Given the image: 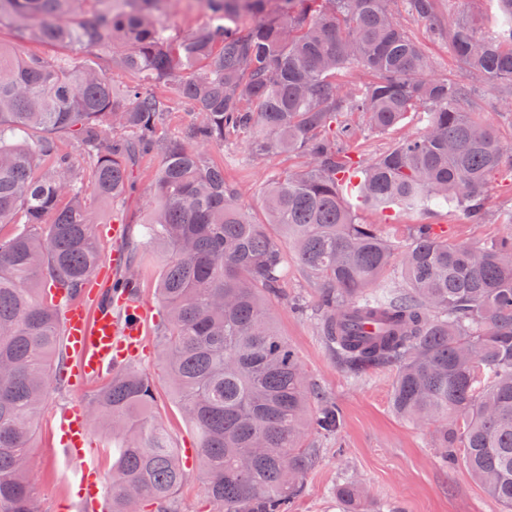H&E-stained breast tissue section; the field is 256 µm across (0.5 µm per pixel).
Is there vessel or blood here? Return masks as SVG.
<instances>
[{"label": "vessel or blood", "instance_id": "1", "mask_svg": "<svg viewBox=\"0 0 512 512\" xmlns=\"http://www.w3.org/2000/svg\"><path fill=\"white\" fill-rule=\"evenodd\" d=\"M125 225L112 226V266L102 269L100 278L118 284L112 293L102 294L95 283H88L79 296L57 294L63 308L62 336L68 361L62 371L71 385L82 386L96 381L112 369L122 368L138 354L146 334L147 309L141 302L137 285L126 282L127 255L121 248ZM62 452L82 460L80 505L83 512H106L104 487L95 469L85 460L91 451L87 419L80 409L65 410L56 422Z\"/></svg>", "mask_w": 512, "mask_h": 512}]
</instances>
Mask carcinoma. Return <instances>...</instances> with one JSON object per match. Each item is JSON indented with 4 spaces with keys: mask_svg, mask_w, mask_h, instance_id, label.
I'll return each instance as SVG.
<instances>
[{
    "mask_svg": "<svg viewBox=\"0 0 512 512\" xmlns=\"http://www.w3.org/2000/svg\"><path fill=\"white\" fill-rule=\"evenodd\" d=\"M170 0H0V26L20 42L64 46L46 58L0 46V512H35L28 454L52 374L62 360L51 289L75 295L99 251L88 196L130 193V164L156 153L141 234L162 256L158 297L163 370L195 430L216 512H291L316 465L310 437L343 416L279 333L268 298L284 277L282 241L319 281L323 338L348 371L396 370L394 412L431 430L441 457L461 460L512 512V211L502 237L450 242L418 225L409 241L356 223L359 203L387 212L434 202L485 219L484 194L512 143L483 121L466 85L427 74L393 0H200L207 27L181 37ZM435 25L471 79L512 95V0H487L484 31L437 19L436 0H402ZM243 15L264 20L244 31ZM138 77L116 87L102 62ZM365 72L367 82H340ZM197 117L181 136L160 126L169 104ZM424 123L367 166L361 129L385 132L411 114ZM249 135L251 155L304 158L266 189L256 223L202 147ZM73 140L79 155L62 150ZM391 267L398 276L381 279ZM377 317L367 339L346 330ZM151 380L127 369L103 380L91 406L112 458L110 512H180L186 479L170 435L152 419ZM345 481L341 512H361Z\"/></svg>",
    "mask_w": 512,
    "mask_h": 512,
    "instance_id": "carcinoma-1",
    "label": "carcinoma"
}]
</instances>
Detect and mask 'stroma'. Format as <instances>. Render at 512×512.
Masks as SVG:
<instances>
[{
  "mask_svg": "<svg viewBox=\"0 0 512 512\" xmlns=\"http://www.w3.org/2000/svg\"><path fill=\"white\" fill-rule=\"evenodd\" d=\"M394 10L435 74L463 78L464 68L447 40L435 35L428 22L408 15L400 2ZM471 95L481 103L482 117L495 126L501 138L512 140V98L478 83L472 85ZM205 154L211 161L223 164L225 181L236 188L240 204L258 221L265 218L262 198L269 180L302 163L295 154L253 158L242 133L228 136L223 145L206 147ZM158 164L159 158L154 154L136 158L131 167L134 191L112 203L93 201L97 217L93 233L99 243L101 263L112 262L110 227L114 222H123L131 235H139ZM485 208L487 217L481 224L471 223L462 209L446 205H435L427 211L389 213L364 208L357 210L356 219L361 224L377 225L384 235L401 239L408 238L413 225L430 224L444 227L446 238L454 243L479 246L490 242L507 231L499 217L512 210V155L504 157L500 173L488 187ZM139 252L145 264L140 294L149 310L150 332L146 352L132 366L153 382V419L171 433L176 447L183 451L193 447L195 436L177 409L161 369L163 342L157 329L164 311L156 290L160 263L153 247L140 246ZM286 271L282 294L271 300L277 327L297 350L304 368L344 414V425L336 438L316 440L318 463L307 475L304 491L295 500L292 512H339L336 487L348 477L368 494L364 512H501L500 504L473 480L466 467L442 464L429 430L414 426L394 412L392 368H379L356 377L337 364L317 325V279L300 266L291 252L286 255ZM94 390L91 384L79 391L65 383L50 384L28 459L36 512H64L65 506L79 500L75 466L60 453L59 437L50 416L76 403L89 405Z\"/></svg>",
  "mask_w": 512,
  "mask_h": 512,
  "instance_id": "1",
  "label": "stroma"
}]
</instances>
